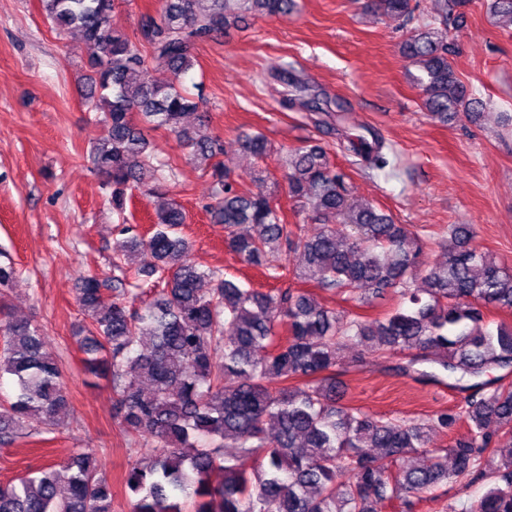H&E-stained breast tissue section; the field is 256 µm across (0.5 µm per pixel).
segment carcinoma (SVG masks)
<instances>
[{"mask_svg":"<svg viewBox=\"0 0 512 512\" xmlns=\"http://www.w3.org/2000/svg\"><path fill=\"white\" fill-rule=\"evenodd\" d=\"M40 2L56 31L78 32L87 47L82 101L104 127L89 159L112 186L118 214L133 191L164 195L162 171L170 164L151 163L154 145L145 134L164 128L190 156L209 162L214 187L204 208L224 225V242L242 263L278 279V257L288 250L303 256L294 278L304 284L374 297L392 288L403 300L382 318L345 320L302 288L263 292L201 271L187 260V213L174 200L156 208L147 235L119 225L112 267L122 276L83 277L77 302L88 320L79 341L85 376L109 380L126 432L152 440V455L126 476L131 512H382L393 501L413 512L425 494L463 479L490 484L469 512H512V458L495 460V448L512 443V386L501 384L512 373V326L491 329L485 321L489 307L512 311V270L475 246L464 224L448 225L441 243L446 261H423L428 236L354 198L347 175L320 145L294 148L281 163L288 197L306 222L320 225L309 236L304 225L285 222L264 189L278 183L273 173L257 165L252 187L244 186L218 160L224 144L205 121L182 125L203 105L202 95L180 83L193 67L192 43L248 17L287 15L296 0H163L159 12L141 15L136 41L112 27L115 0ZM469 2L435 0L403 46L417 69L412 80L421 107L442 123L482 106L457 75L447 35L448 15L463 25ZM372 4L406 21L417 8L412 0ZM489 9L512 26V0H490ZM268 74L282 86L285 108L299 103L318 114L335 105L336 113L314 118L315 125L340 132V149L364 169L389 164L382 136L369 127L351 133L341 102L311 91L289 65ZM241 147L256 160L270 153L261 132ZM242 224L252 233H240ZM144 251L154 259L147 267L137 265ZM130 274L153 281L150 298L138 307L127 300ZM356 347L404 355V374L437 379L418 371L424 363L448 372L452 387L467 393L464 405L416 421L341 403L339 354ZM219 349L221 362L214 358ZM5 373L14 393L0 405V445L24 435L29 418L52 425L68 406L62 368L44 349L39 328L11 318L0 302ZM273 378L280 386H270ZM460 421L468 439L425 452L419 465L408 463L431 434ZM228 445L236 454H224ZM240 457L254 458L251 472L238 466ZM385 458L395 471L382 464ZM215 469L224 471L219 485L210 480ZM0 512H112V492L93 454L80 451L0 486Z\"/></svg>","mask_w":512,"mask_h":512,"instance_id":"carcinoma-1","label":"carcinoma"}]
</instances>
